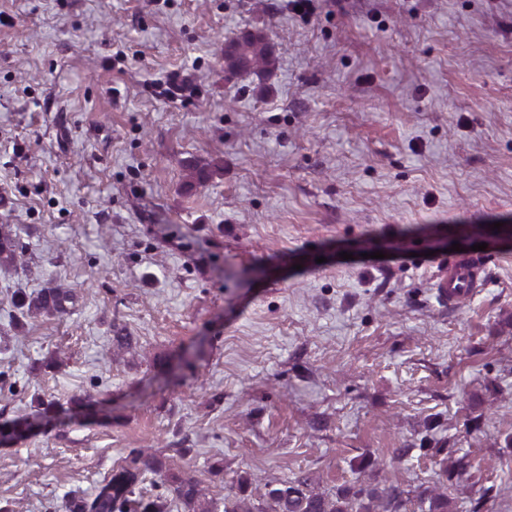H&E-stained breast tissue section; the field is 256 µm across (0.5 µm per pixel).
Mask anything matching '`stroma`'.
Returning <instances> with one entry per match:
<instances>
[{
    "mask_svg": "<svg viewBox=\"0 0 512 512\" xmlns=\"http://www.w3.org/2000/svg\"><path fill=\"white\" fill-rule=\"evenodd\" d=\"M247 29L263 85L224 75ZM0 224V512H73L142 448L145 503L306 477L512 512V0H0ZM455 243L489 264L451 305ZM50 282L71 314L23 315ZM274 64V46L261 32L244 31L224 43V73L229 76L268 77ZM19 241L10 224L0 225V265L15 267L18 263ZM172 494L181 499L184 504L199 512H213L209 510V504L202 500L203 492L199 483L192 477H171Z\"/></svg>",
    "mask_w": 512,
    "mask_h": 512,
    "instance_id": "stroma-1",
    "label": "stroma"
}]
</instances>
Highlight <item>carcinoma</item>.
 Instances as JSON below:
<instances>
[{"label": "carcinoma", "mask_w": 512, "mask_h": 512, "mask_svg": "<svg viewBox=\"0 0 512 512\" xmlns=\"http://www.w3.org/2000/svg\"><path fill=\"white\" fill-rule=\"evenodd\" d=\"M274 64V46L261 32L244 31L224 43V73L229 76L254 75L268 77ZM19 241L11 225H0V265L15 267L18 263ZM74 289L49 286L38 296L23 301L29 312L64 314L74 302ZM135 467L125 469L104 481L88 499L78 504V512H124V506L134 493V486L147 473L161 474L162 461L154 455L140 452ZM172 494L199 512H210L202 500L199 483L191 477H174ZM423 498L429 500V512H448V497L426 488ZM402 491L390 487L382 491L360 489L352 495L330 496L316 492L306 478L285 481L267 493L266 505L260 512H401Z\"/></svg>", "instance_id": "obj_1"}]
</instances>
